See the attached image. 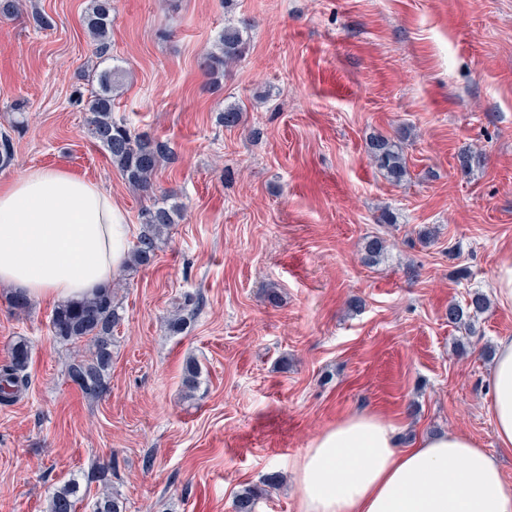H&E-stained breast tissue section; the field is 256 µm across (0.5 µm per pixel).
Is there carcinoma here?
<instances>
[{"label":"carcinoma","mask_w":512,"mask_h":512,"mask_svg":"<svg viewBox=\"0 0 512 512\" xmlns=\"http://www.w3.org/2000/svg\"><path fill=\"white\" fill-rule=\"evenodd\" d=\"M112 0H93L86 16V27L93 36L96 53L104 55L108 49L107 36L112 29ZM219 51L207 54L204 61L206 73L213 79L224 75V70L238 62L243 55L242 30L226 27L218 38ZM120 78V69L113 68L99 75V90L92 94L85 107L90 113L88 126L91 137L109 154L125 180L144 192L152 190L162 146L153 144L142 135L134 134L122 118L114 115L112 90ZM370 158L387 178L400 182L408 174L402 147L396 142L376 136L369 146ZM180 213L176 205L155 203L142 215L143 230L130 251L129 267L148 265L156 256L158 241L175 223ZM489 306L486 294L474 291L464 303L448 306V322L454 325L470 323L476 315ZM123 315L114 302L112 288L97 289L90 296L60 303L53 313L51 329L60 341L77 344L89 341V348L76 354L65 366L67 378L83 394L98 398L106 389V375L112 364V339L115 328ZM31 356L29 341L18 338L12 348L10 361L0 367V403H9L18 389L27 383L26 373ZM263 489L248 486L235 496V512H255ZM79 486L67 483L53 490L49 496V512H76Z\"/></svg>","instance_id":"carcinoma-1"}]
</instances>
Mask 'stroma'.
Wrapping results in <instances>:
<instances>
[{"label":"stroma","instance_id":"stroma-1","mask_svg":"<svg viewBox=\"0 0 512 512\" xmlns=\"http://www.w3.org/2000/svg\"><path fill=\"white\" fill-rule=\"evenodd\" d=\"M90 5L22 0L0 17L13 146L0 184L59 168L102 184L133 226L157 199L181 215L150 265L112 281L123 320L99 398L65 375L54 302L21 313L0 286V366L18 338L31 346L28 386L0 403V512H48L72 481L78 512L106 491L125 512H233L272 474L255 512H299L294 461L369 410L404 448L466 434L498 453L512 487V451L485 409L491 352L512 338V304L495 296L512 253V0H112L103 56ZM244 22L241 60L211 80L203 57ZM111 67L124 74L116 116L164 149L149 193L90 137L78 102ZM231 103L242 120L228 128ZM378 135L400 141L403 181L372 163ZM385 210L393 223H379ZM373 237L386 250L369 263ZM474 291L489 309L450 324L449 304ZM187 294L197 305L172 333Z\"/></svg>","mask_w":512,"mask_h":512}]
</instances>
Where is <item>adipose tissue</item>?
<instances>
[{
    "label": "adipose tissue",
    "mask_w": 512,
    "mask_h": 512,
    "mask_svg": "<svg viewBox=\"0 0 512 512\" xmlns=\"http://www.w3.org/2000/svg\"><path fill=\"white\" fill-rule=\"evenodd\" d=\"M132 233L100 184L27 169L0 187V284L36 300L92 294L124 269ZM488 382L496 442L512 451V339L499 341ZM294 471L299 512H512L494 454L456 431L399 447L374 411L322 431Z\"/></svg>",
    "instance_id": "1"
}]
</instances>
